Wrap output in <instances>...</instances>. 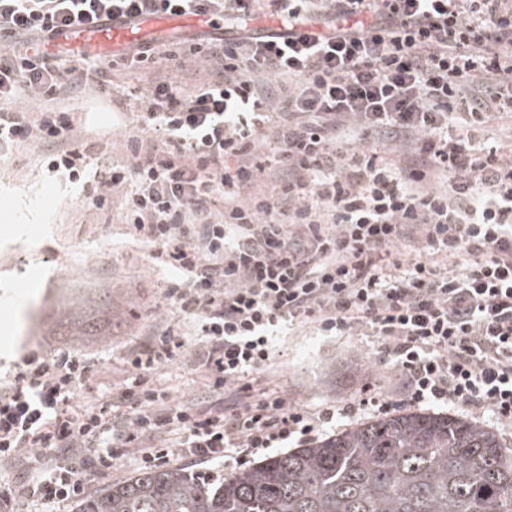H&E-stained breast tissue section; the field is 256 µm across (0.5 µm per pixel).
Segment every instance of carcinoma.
<instances>
[{"label": "carcinoma", "instance_id": "carcinoma-1", "mask_svg": "<svg viewBox=\"0 0 512 512\" xmlns=\"http://www.w3.org/2000/svg\"><path fill=\"white\" fill-rule=\"evenodd\" d=\"M75 512H512V451L496 432L407 410L203 481L143 469L80 498Z\"/></svg>", "mask_w": 512, "mask_h": 512}]
</instances>
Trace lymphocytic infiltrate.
Listing matches in <instances>:
<instances>
[{
    "instance_id": "1",
    "label": "lymphocytic infiltrate",
    "mask_w": 512,
    "mask_h": 512,
    "mask_svg": "<svg viewBox=\"0 0 512 512\" xmlns=\"http://www.w3.org/2000/svg\"><path fill=\"white\" fill-rule=\"evenodd\" d=\"M259 12L284 31L216 38L203 86L163 79L134 96L126 163H100L70 113L0 106V155L41 146L49 177L88 178L98 208L124 189L126 224L179 272L166 295L199 331L190 345L169 326L129 348L122 383L78 409L93 359L26 355L0 384V464L35 460L12 495L75 499L81 467L111 468L120 448L144 469L215 463L387 411L369 385L316 413L265 387L275 337L302 323L377 337L410 404L512 425V156L463 135L512 112V0H0V99L104 85L93 57L66 68V48L47 53L64 30ZM397 144L400 167L377 153ZM262 177L275 193H252ZM173 362L205 375L211 405L156 383Z\"/></svg>"
}]
</instances>
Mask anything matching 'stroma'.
<instances>
[{
    "label": "stroma",
    "instance_id": "35a3bbf8",
    "mask_svg": "<svg viewBox=\"0 0 512 512\" xmlns=\"http://www.w3.org/2000/svg\"><path fill=\"white\" fill-rule=\"evenodd\" d=\"M69 109L96 155L124 160L126 141L137 133L129 106L89 89L76 94ZM120 202L113 196L109 208L97 210L81 185L47 180L41 149L32 143L0 159V297L23 292L0 315L1 377L36 350L91 354L95 369L77 390V408L123 381V356L144 334L176 323L165 297L173 274L154 260L149 244L133 237ZM80 313L93 326L70 335V318ZM378 344L374 336H326L306 325L280 338L281 354L264 377L312 412L354 402L368 383L391 411L407 409L405 378L395 366L375 363ZM155 377L178 401L197 396L203 383L178 362Z\"/></svg>",
    "mask_w": 512,
    "mask_h": 512
}]
</instances>
